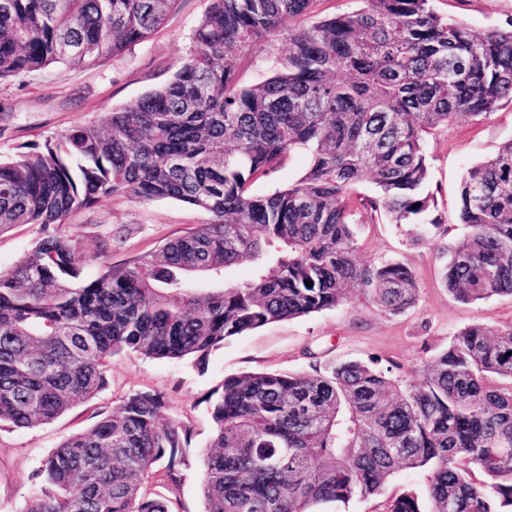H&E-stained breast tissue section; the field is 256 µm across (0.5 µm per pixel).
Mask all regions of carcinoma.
<instances>
[{"instance_id": "cac0c4a2", "label": "carcinoma", "mask_w": 512, "mask_h": 512, "mask_svg": "<svg viewBox=\"0 0 512 512\" xmlns=\"http://www.w3.org/2000/svg\"><path fill=\"white\" fill-rule=\"evenodd\" d=\"M176 2L0 0V79L118 55ZM314 2L209 0L169 82L0 162V231L43 230L0 271V421L49 425L104 388L117 354L201 361L228 338L333 309L348 288L390 314L416 304L408 266L357 260L356 188L375 185L360 202L397 224H440L424 193L426 136L512 101V22L477 33L432 0H360L297 25ZM255 45L274 68L246 83L241 58ZM298 151L309 166L296 182L250 192ZM113 195L176 199L210 222L117 266L112 240L88 257L58 229ZM459 197L468 237L445 287L464 303L512 297V141L467 171ZM244 258L249 279L191 285ZM90 262L96 274L80 278ZM420 373L414 383L344 359L225 378L202 460L205 512H312L378 495L403 471L424 476L427 512H512V324L461 328ZM164 408L159 393H128L41 461L23 512H175L190 437ZM386 512L422 510L406 493Z\"/></svg>"}]
</instances>
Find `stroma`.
I'll use <instances>...</instances> for the list:
<instances>
[{
    "label": "stroma",
    "mask_w": 512,
    "mask_h": 512,
    "mask_svg": "<svg viewBox=\"0 0 512 512\" xmlns=\"http://www.w3.org/2000/svg\"><path fill=\"white\" fill-rule=\"evenodd\" d=\"M208 5L209 0H177L163 28L96 66L53 67L1 79L0 162L10 161L22 146L96 122L166 83ZM432 5L440 15L464 21L477 32L512 19V0H433ZM509 141L510 101L481 120L458 117L427 139V190L432 211L441 220L439 228L421 236L416 226L393 223L380 213L363 215L357 224L360 262L397 260L414 271L419 285L414 307L391 315L352 291L334 309L226 339L201 362L113 356L105 388L53 423L24 429L0 422V512H22L33 490L31 474L41 460L66 438L91 426L98 414L117 409L133 390L161 393L166 402L164 419L189 429L188 464L177 491L179 512H203L202 455L213 431L208 397L226 377L259 371L301 373L308 370V356L313 353L324 362L372 359L416 382L421 378L420 366L446 350L459 329L473 323H512V297L494 296L476 304L454 299L441 281L443 260L438 254L439 247H455L467 236L457 214L459 188L468 169ZM209 220V214L184 202L140 203L116 195L72 214L61 230L89 256L97 253L104 237H111L112 261L118 265L157 253L166 242ZM42 235L37 224H17L0 232V271L13 267ZM408 491L424 495V478L401 472L382 495L322 504L317 512H382L388 498Z\"/></svg>",
    "instance_id": "stroma-1"
}]
</instances>
